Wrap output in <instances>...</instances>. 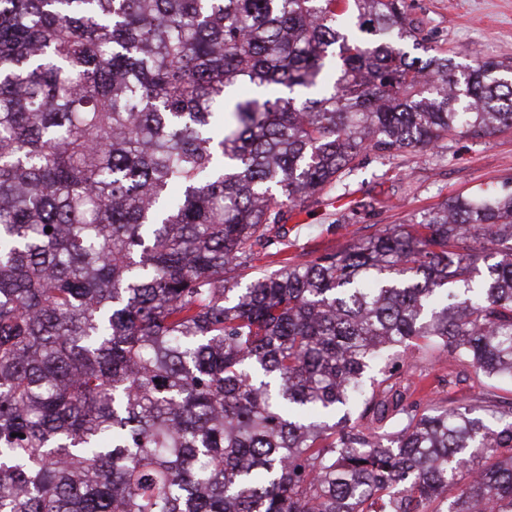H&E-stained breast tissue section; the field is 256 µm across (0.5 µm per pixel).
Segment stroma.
Segmentation results:
<instances>
[{
    "label": "stroma",
    "mask_w": 512,
    "mask_h": 512,
    "mask_svg": "<svg viewBox=\"0 0 512 512\" xmlns=\"http://www.w3.org/2000/svg\"><path fill=\"white\" fill-rule=\"evenodd\" d=\"M407 6L426 46L460 63L478 56L512 65V0H407ZM505 189L512 190V128L454 138L438 154L367 155L338 189L297 207L284 230L293 253L311 259L407 223L446 198ZM361 199L367 207L355 208ZM398 368L411 402L444 406L482 392L512 401L511 384L474 385L469 369L449 365L439 353L404 359Z\"/></svg>",
    "instance_id": "35a3bbf8"
}]
</instances>
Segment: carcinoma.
Wrapping results in <instances>:
<instances>
[{
  "label": "carcinoma",
  "mask_w": 512,
  "mask_h": 512,
  "mask_svg": "<svg viewBox=\"0 0 512 512\" xmlns=\"http://www.w3.org/2000/svg\"><path fill=\"white\" fill-rule=\"evenodd\" d=\"M417 29L406 0H0V512H512V402L393 382L435 347L512 381V192L253 265L360 157L512 128L503 63Z\"/></svg>",
  "instance_id": "carcinoma-1"
}]
</instances>
